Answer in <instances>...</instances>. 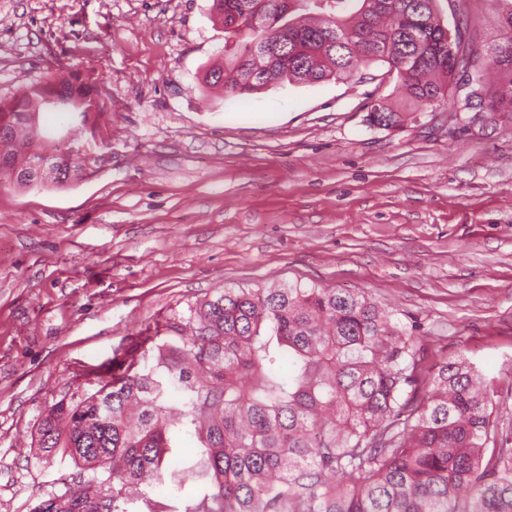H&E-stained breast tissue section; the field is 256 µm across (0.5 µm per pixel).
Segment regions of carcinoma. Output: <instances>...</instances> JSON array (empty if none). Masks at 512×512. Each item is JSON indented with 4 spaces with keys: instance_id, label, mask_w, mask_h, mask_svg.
<instances>
[{
    "instance_id": "1",
    "label": "carcinoma",
    "mask_w": 512,
    "mask_h": 512,
    "mask_svg": "<svg viewBox=\"0 0 512 512\" xmlns=\"http://www.w3.org/2000/svg\"><path fill=\"white\" fill-rule=\"evenodd\" d=\"M280 2L214 0L224 65L206 84L241 97L278 82L345 80L383 62L402 96L371 105L367 121L388 129L435 105L462 69L471 84L463 111L512 120L511 38L463 45L440 24L436 0H298L297 21L280 15ZM492 2L511 31L512 0ZM54 93L77 137L40 184L62 188L78 175L69 155L95 139L89 117L105 109L95 89L52 74L0 100V122L39 121ZM1 157L0 176L30 166L5 134ZM166 328L160 343L130 337L118 372L95 392L45 407L39 454L61 451L106 476H81L32 512H141L140 502L172 512L140 486L169 480L181 490L166 458L192 429L203 448L192 474L209 491L181 512H512V447L498 438L494 392L467 357L434 360L417 322H395L359 293L296 282L226 288L174 312ZM174 391L183 403L171 402Z\"/></svg>"
}]
</instances>
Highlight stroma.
Wrapping results in <instances>:
<instances>
[{
	"mask_svg": "<svg viewBox=\"0 0 512 512\" xmlns=\"http://www.w3.org/2000/svg\"><path fill=\"white\" fill-rule=\"evenodd\" d=\"M437 11L475 47L502 38L491 0ZM223 45L213 0H0V99L63 70L107 104L85 176L0 182V512L77 477L32 446L46 405L95 390L128 336L242 284L362 292L417 320L483 371L512 436V121L469 123L456 86L369 126L396 94L384 64L230 99L201 84Z\"/></svg>",
	"mask_w": 512,
	"mask_h": 512,
	"instance_id": "35a3bbf8",
	"label": "stroma"
}]
</instances>
